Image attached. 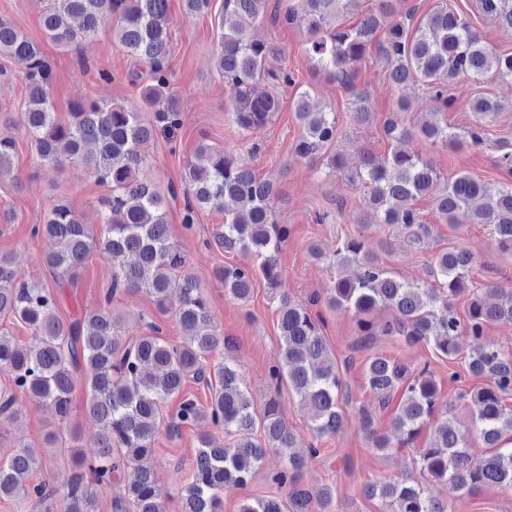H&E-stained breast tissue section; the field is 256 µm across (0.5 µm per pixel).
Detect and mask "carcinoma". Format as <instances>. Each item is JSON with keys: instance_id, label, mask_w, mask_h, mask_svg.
<instances>
[{"instance_id": "cac0c4a2", "label": "carcinoma", "mask_w": 512, "mask_h": 512, "mask_svg": "<svg viewBox=\"0 0 512 512\" xmlns=\"http://www.w3.org/2000/svg\"><path fill=\"white\" fill-rule=\"evenodd\" d=\"M352 0H297L281 15L284 25L307 29L303 46L317 71L341 84L350 94V118L356 124L374 120L367 92L358 87L359 65L370 53L384 63L385 76L396 88L416 83L425 87L431 112L446 113L455 103L448 87L457 78L473 82L493 72L512 79V53H499L482 42L479 32L458 11L442 4L415 20L412 10L401 11L398 0H378L377 9L354 26L338 23ZM484 15L512 31V0H479ZM263 0H224L223 18L216 44L219 72L232 102L233 122L242 131L267 125L280 111L278 95L258 90L261 83L293 85V73L272 69L278 55L271 42L252 36L262 19ZM169 0H50L42 13L44 34L62 47L96 35L105 26L126 52L150 66L149 83L141 99L152 105L160 98L167 106L143 118L137 107L86 101L77 103L70 120L60 122L49 97L51 67L40 44L0 19V53L19 62L25 72L28 96L19 121L41 162L59 167L66 162L90 169L96 181L110 187L100 199L101 222L85 224L67 203H56L31 235L54 241L45 265L56 288L26 280L11 258L0 255V316H9L31 332L19 344L0 333V369L9 373L12 388L0 392V423L18 415L16 395L47 406L58 430L45 437V447L55 448L78 413L100 427L97 450L87 455L70 446L73 474L63 495V512H94L101 493L112 495V512H164L156 493L147 459L160 425L179 434L183 427H213L232 442L213 441L203 434L193 464L191 481L184 488L181 512H222L224 492L247 484L260 469L267 449L276 448L286 459L270 481L285 491V499L259 498L240 512H329L331 489L316 493L298 482L318 449L293 451L298 436L281 414L272 396L260 410L241 372L229 361L206 370L204 362L224 339L214 322L209 302L187 256L171 242L166 203L155 185L143 177L149 158L146 148L160 135L181 127L178 100L169 93L167 68L171 54ZM295 119L302 133L294 142L296 157L319 163L331 173L340 172L366 192V204L379 223L391 224L418 240L428 229L416 203L429 197L439 218L453 224L465 212L473 224L492 226L499 250L512 254V186L498 185L459 172L440 180L433 165L417 151L395 148L382 161L371 154L362 165L347 170L344 155L332 151L338 132L336 112L317 108L307 90L293 100ZM506 105L491 97L469 100L475 123L463 133L448 121H418L402 117L408 104L398 103L386 117L382 134L393 144L419 140L425 144L453 145L485 142V120ZM17 143L0 136V175L11 171ZM183 227L190 230L202 209L224 211V224L208 246L240 251L257 260L255 266H226L219 271L225 292L234 300H250L257 274L278 293L279 343L270 369L275 388L288 385L307 412L311 429L319 436L340 429L348 385L336 366L334 354L320 326L308 310L281 290L278 255L288 238V225L273 213V182L260 179L236 164L221 147L199 142L184 169ZM112 263V280L99 309L64 320L59 313L58 290L77 284L78 270L92 251ZM333 263L342 269L355 264L354 277L337 275L328 303L353 311L357 319V348H369L375 336H393L413 345L425 342L448 361L460 355V339L472 347L467 367L470 375L485 381L459 399L473 411L466 423L437 416L441 384L426 366L417 372L379 354L368 357L363 381L381 408L396 404L392 426L398 443L373 428L363 417L371 447L385 453L412 444L424 429H432L426 447L418 450L416 464L421 479L370 483L365 494L390 500L393 512H448V499L435 497L429 484L443 485L449 499L470 495L484 485L512 487V411L504 405L512 394V351L487 340L493 325L512 324V289L493 294L473 285L470 272L474 255L450 247L432 258L434 283L418 285L397 278L385 268L360 237L339 241ZM180 294L178 307L169 309L172 289ZM149 294L161 311L171 314L184 333L179 345L158 337L160 328L147 327L152 336H129L124 319L112 313V300L121 291ZM468 296L466 316L454 298ZM390 309L392 320L377 323L375 313ZM83 380V399L76 396ZM204 381L210 393L207 405L184 394L187 382ZM179 400L175 416L163 421L162 407ZM479 436L490 452L475 454L467 446L471 434ZM44 459L28 446L0 456V498L45 502L55 491L45 483L24 484L23 475L41 467Z\"/></svg>"}]
</instances>
